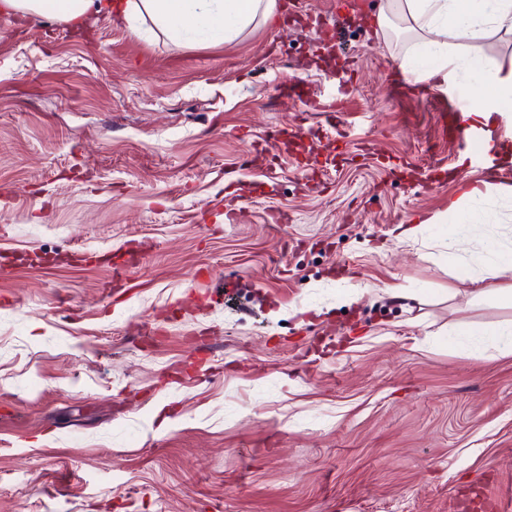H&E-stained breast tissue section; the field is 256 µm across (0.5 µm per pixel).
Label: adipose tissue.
<instances>
[{
	"instance_id": "adipose-tissue-1",
	"label": "adipose tissue",
	"mask_w": 512,
	"mask_h": 512,
	"mask_svg": "<svg viewBox=\"0 0 512 512\" xmlns=\"http://www.w3.org/2000/svg\"><path fill=\"white\" fill-rule=\"evenodd\" d=\"M274 0H0V15L38 17L73 26L86 18L115 16L147 19L174 41H232L255 21L270 20ZM383 32L401 29L411 40H424L433 67L418 68L423 81H465L476 100L467 110L470 122L493 128L498 116L512 110V65L479 55L473 42L492 32L512 33V0H385L378 14ZM499 194L512 199V188L482 181L448 203L454 227L448 233V261L462 264V237L475 227L472 216ZM512 273V241H485L470 281Z\"/></svg>"
}]
</instances>
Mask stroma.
<instances>
[{
  "mask_svg": "<svg viewBox=\"0 0 512 512\" xmlns=\"http://www.w3.org/2000/svg\"><path fill=\"white\" fill-rule=\"evenodd\" d=\"M380 7L0 16V512H512V307L399 236L468 87H392ZM275 0H1L0 15L81 26L86 18L149 19L174 41H233L257 19L274 15Z\"/></svg>",
  "mask_w": 512,
  "mask_h": 512,
  "instance_id": "1",
  "label": "stroma"
}]
</instances>
